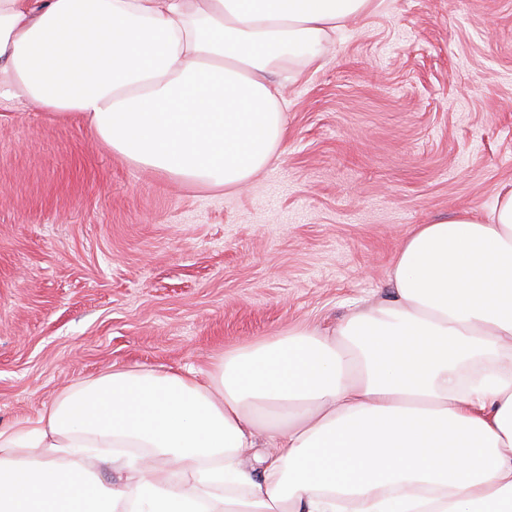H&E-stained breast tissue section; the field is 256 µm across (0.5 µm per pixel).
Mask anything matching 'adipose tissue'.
<instances>
[{"instance_id":"1","label":"adipose tissue","mask_w":512,"mask_h":512,"mask_svg":"<svg viewBox=\"0 0 512 512\" xmlns=\"http://www.w3.org/2000/svg\"><path fill=\"white\" fill-rule=\"evenodd\" d=\"M372 0H0V109L233 190L287 129L272 75ZM103 462L124 481L103 482ZM512 512V188L418 225L388 291L203 373L113 368L0 427V512Z\"/></svg>"}]
</instances>
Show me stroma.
<instances>
[{"instance_id": "1", "label": "stroma", "mask_w": 512, "mask_h": 512, "mask_svg": "<svg viewBox=\"0 0 512 512\" xmlns=\"http://www.w3.org/2000/svg\"><path fill=\"white\" fill-rule=\"evenodd\" d=\"M274 78L288 135L250 184L178 181L77 117L0 118V425L112 366L208 369L385 295L419 224L512 185V0H374Z\"/></svg>"}]
</instances>
